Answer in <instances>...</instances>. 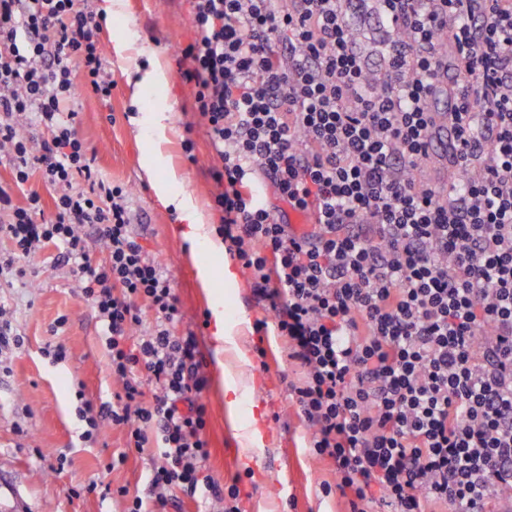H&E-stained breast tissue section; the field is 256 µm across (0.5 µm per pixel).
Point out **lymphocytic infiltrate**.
Segmentation results:
<instances>
[{
    "label": "lymphocytic infiltrate",
    "mask_w": 512,
    "mask_h": 512,
    "mask_svg": "<svg viewBox=\"0 0 512 512\" xmlns=\"http://www.w3.org/2000/svg\"><path fill=\"white\" fill-rule=\"evenodd\" d=\"M181 48L216 162L217 233L249 277L289 361L312 455L330 461L346 512H503L512 501V0H379L385 72L371 89L347 0H190ZM103 19L91 0H0V157L15 187L55 193L17 205L0 186V282L61 245L105 338L116 404L77 414L85 441L102 419L125 428L118 463L157 441L148 496L117 488L127 512L223 497L209 457L208 385L194 334L175 335L166 271L133 232L130 191L103 178L78 134V99L105 100ZM452 29L454 165L478 171L448 194L420 181L430 99ZM81 82H74V74ZM313 215L298 231L274 203ZM105 256L96 259L84 228ZM152 312L153 325L144 314Z\"/></svg>",
    "instance_id": "f902f5d3"
}]
</instances>
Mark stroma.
I'll return each instance as SVG.
<instances>
[{
  "mask_svg": "<svg viewBox=\"0 0 512 512\" xmlns=\"http://www.w3.org/2000/svg\"><path fill=\"white\" fill-rule=\"evenodd\" d=\"M195 36L187 0H123L121 13L105 19L102 32L116 86L110 100L80 98L79 134L94 153L97 169L130 188L132 207L143 226L140 243L168 272L178 300L182 319L175 332L191 331L197 337L209 379L202 395L210 452L204 474L223 488L238 484L242 512H344L338 495L321 492L322 484L335 483L334 467L312 456L308 427L289 395V385L301 379V370L289 363L275 332L257 335L255 323L267 313L253 299L246 274H238L236 285H229L224 278L231 261L228 254L191 249L174 207L165 204L154 186L169 172H177L172 194L190 198L206 215L209 228H217L207 128L192 110L194 91L180 78L176 57ZM122 39L129 48L119 55L114 46ZM144 46L162 61L165 84L139 87L149 68L140 53ZM170 105L175 112L162 145V163L150 176L143 162L152 140L129 118ZM188 139L194 143L190 156L183 149ZM58 253L56 245H45L30 261L37 272L33 281L0 287V304L22 337L21 346L8 354V371L0 374V512H125L127 501L115 495V488L145 492L160 450L145 449L116 467L112 458L126 446L123 428L107 423L97 442L82 439L76 390H83L98 406L112 403L119 386L112 378L91 305L70 268L56 265ZM202 265L211 271L209 281L198 276ZM219 294L229 320L241 322L249 350L236 371L255 386L250 403L234 412L224 399L223 375L212 344L211 303ZM60 317L66 323L59 328L55 321ZM57 343L68 351L60 364L44 354L47 346ZM254 408L261 415L264 435L259 446L248 445L241 437V427ZM93 483L110 486L111 495L88 492Z\"/></svg>",
  "mask_w": 512,
  "mask_h": 512,
  "instance_id": "1",
  "label": "stroma"
}]
</instances>
